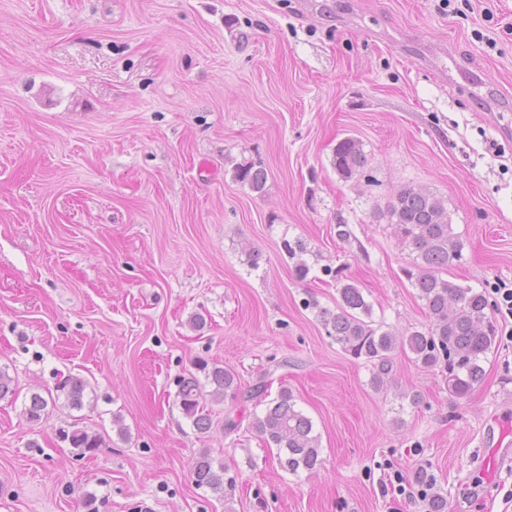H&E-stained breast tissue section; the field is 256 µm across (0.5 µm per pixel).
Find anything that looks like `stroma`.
I'll return each instance as SVG.
<instances>
[{"label":"stroma","mask_w":512,"mask_h":512,"mask_svg":"<svg viewBox=\"0 0 512 512\" xmlns=\"http://www.w3.org/2000/svg\"><path fill=\"white\" fill-rule=\"evenodd\" d=\"M346 137L368 159L349 179L332 165ZM244 162L266 170L263 193L234 180ZM402 185L448 205L464 249L444 278L497 305L512 0H0V512H84L90 492L98 512H428L386 489L420 468L448 512H512V465L476 460L489 433L512 442V317L465 399L401 351L372 388L317 317L340 270L373 320L427 328L387 214ZM297 239L303 280L283 249ZM203 360L239 383L206 403L204 434L175 403ZM69 373L89 383L83 407L30 423V394ZM267 375L313 421L315 472L282 470L251 427ZM76 427L106 447L78 454ZM204 450L229 491L193 483Z\"/></svg>","instance_id":"1"}]
</instances>
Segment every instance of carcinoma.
Returning <instances> with one entry per match:
<instances>
[{"mask_svg": "<svg viewBox=\"0 0 512 512\" xmlns=\"http://www.w3.org/2000/svg\"><path fill=\"white\" fill-rule=\"evenodd\" d=\"M366 163L367 157L358 140L346 137L336 145L333 166L342 177H352ZM235 176L258 193L265 189L267 174L260 166L242 164L236 168ZM388 214L399 239L417 252L405 275L424 303L429 328L425 331L412 329L401 335L383 328L372 319V305L361 289L351 282L337 289L336 311L320 310L321 322L343 350L372 365L374 388L380 389L386 384L392 370V353L398 349L411 353L414 361L426 368H440L448 392L457 398H466L484 382L483 359L498 343L495 325L487 312L488 299L481 291L441 276V271L449 264L462 259L464 248L453 232L443 199L426 188L405 185L392 195ZM206 380L210 391H203L200 382L192 376L182 381L176 395L183 415L201 433L211 426L203 401L220 402L238 391L234 373L222 366L208 369ZM86 388L83 379L64 377L48 396L32 393L24 414L28 421L39 424L48 417L49 403L60 396L71 407L80 409ZM252 426L267 445L278 449V464L283 470L297 474L317 469L319 436L315 434L312 420L297 407L288 386L280 385L276 398L267 404L262 415L255 416ZM64 439L83 454L96 452L104 443L100 434L81 428L65 433ZM192 477L199 487L224 492V465L215 462L206 451L194 461ZM421 478L429 486V512H448L447 498L434 491L435 477L423 474Z\"/></svg>", "mask_w": 512, "mask_h": 512, "instance_id": "1", "label": "carcinoma"}]
</instances>
